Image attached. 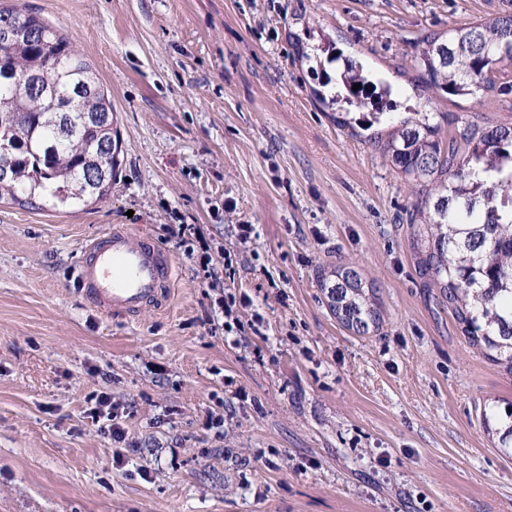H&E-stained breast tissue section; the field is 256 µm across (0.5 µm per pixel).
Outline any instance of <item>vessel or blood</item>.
I'll use <instances>...</instances> for the list:
<instances>
[{"label": "vessel or blood", "instance_id": "obj_1", "mask_svg": "<svg viewBox=\"0 0 512 512\" xmlns=\"http://www.w3.org/2000/svg\"><path fill=\"white\" fill-rule=\"evenodd\" d=\"M176 277L169 255L147 234L115 230L90 243L79 280L100 310L136 314L166 294Z\"/></svg>", "mask_w": 512, "mask_h": 512}]
</instances>
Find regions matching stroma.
Returning a JSON list of instances; mask_svg holds the SVG:
<instances>
[{
    "label": "stroma",
    "mask_w": 512,
    "mask_h": 512,
    "mask_svg": "<svg viewBox=\"0 0 512 512\" xmlns=\"http://www.w3.org/2000/svg\"><path fill=\"white\" fill-rule=\"evenodd\" d=\"M13 5L95 66L121 152L98 203H0V512H512V457L480 419L512 410V375L420 275L416 195L376 141L388 126L337 100L329 61L383 77L402 120L512 121V94L439 95L414 66L424 36L512 0H0ZM181 224L214 247L239 224L255 236L213 290ZM114 228L149 232L176 267L134 316L94 308L77 276ZM348 263L384 311L365 336L316 278ZM222 292L252 301L228 334L209 324ZM103 391L127 408L125 442L88 416Z\"/></svg>",
    "instance_id": "35a3bbf8"
}]
</instances>
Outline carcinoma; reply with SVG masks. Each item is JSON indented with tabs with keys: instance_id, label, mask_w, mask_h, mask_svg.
<instances>
[{
	"instance_id": "obj_1",
	"label": "carcinoma",
	"mask_w": 512,
	"mask_h": 512,
	"mask_svg": "<svg viewBox=\"0 0 512 512\" xmlns=\"http://www.w3.org/2000/svg\"><path fill=\"white\" fill-rule=\"evenodd\" d=\"M0 202L39 210L102 200L118 169L112 100L91 62L57 28L26 8H0ZM512 13L430 35L415 56L419 81L450 96L512 94ZM353 102L366 105L368 79L346 71ZM361 89L355 91L353 86ZM438 112L393 125L382 151L417 188L409 225L419 274L448 302L463 336L512 374V122L485 126L458 115L448 142ZM336 319L358 335L382 325L375 289L350 265L321 269ZM484 428L512 453V412L481 413Z\"/></svg>"
}]
</instances>
